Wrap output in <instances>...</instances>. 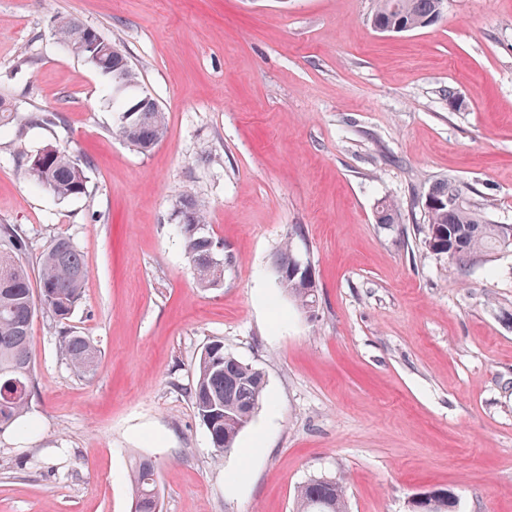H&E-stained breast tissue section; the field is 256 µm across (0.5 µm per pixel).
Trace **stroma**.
Instances as JSON below:
<instances>
[{
  "label": "stroma",
  "mask_w": 512,
  "mask_h": 512,
  "mask_svg": "<svg viewBox=\"0 0 512 512\" xmlns=\"http://www.w3.org/2000/svg\"><path fill=\"white\" fill-rule=\"evenodd\" d=\"M374 7L0 0V97L18 115L0 121V224L25 230L30 271L57 236L90 271L67 320L34 319L29 428L0 434V512H132L142 456L162 512H293L320 474L344 481L349 512H411L429 489L455 512H512V251L462 269L418 233L444 178L512 224V0H447L395 36L372 28ZM65 17L112 41L163 109L152 150L114 134L110 81L56 42ZM44 109L58 126L20 125ZM50 147L86 162L85 195L27 182ZM187 192L224 245L221 287L198 285L176 233ZM385 199L400 223H377ZM288 237L315 274L311 314L278 284ZM71 331L101 352L93 377L59 352ZM214 340L267 380L219 461L189 396Z\"/></svg>",
  "instance_id": "stroma-1"
}]
</instances>
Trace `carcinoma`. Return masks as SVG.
Wrapping results in <instances>:
<instances>
[{
	"mask_svg": "<svg viewBox=\"0 0 512 512\" xmlns=\"http://www.w3.org/2000/svg\"><path fill=\"white\" fill-rule=\"evenodd\" d=\"M441 5L442 0H376L370 23L374 27L413 32L435 24ZM55 37L61 45L85 38L87 49L82 59L112 81L120 77L125 85L121 94H112V111L117 114L113 127L116 135L142 151L164 139L167 127L159 105L151 101L140 112H127L128 101L148 96L127 58L111 60L106 68L98 62L97 45L109 43L108 39L93 29H80L69 20L57 27ZM25 176L58 199L77 197L87 191L88 180L81 159L66 150L47 149L29 156ZM430 195L434 204L424 210L422 242H428L432 228L442 229L455 247L448 258L460 264L512 249V243H508L512 225L487 222L471 204L468 189L461 183L442 179L430 188ZM173 216L198 285L202 288L222 285L224 266L213 261L216 243L205 202L185 193L176 202ZM400 218V208L392 202L384 200L377 207L378 224H398ZM26 254L23 229L14 224H1L0 434L26 427L35 363L31 339L34 318L42 311L56 323L68 319L82 300L89 276L83 255L67 237H55L43 251L35 281L26 264ZM284 291L303 309L310 308L314 302L310 288L302 279L288 282ZM59 351L70 368L83 377L94 374L101 358L100 350L89 337L73 331L60 337ZM265 389L264 373L224 353L223 342L212 341L204 348L194 368L190 398L208 432L215 458H222L224 449L235 448L242 431L239 413L252 405L261 406ZM130 482L134 512H160L157 471L150 458L135 460ZM294 512H348L343 482L327 475L309 478L298 487Z\"/></svg>",
	"mask_w": 512,
	"mask_h": 512,
	"instance_id": "cac0c4a2",
	"label": "carcinoma"
}]
</instances>
